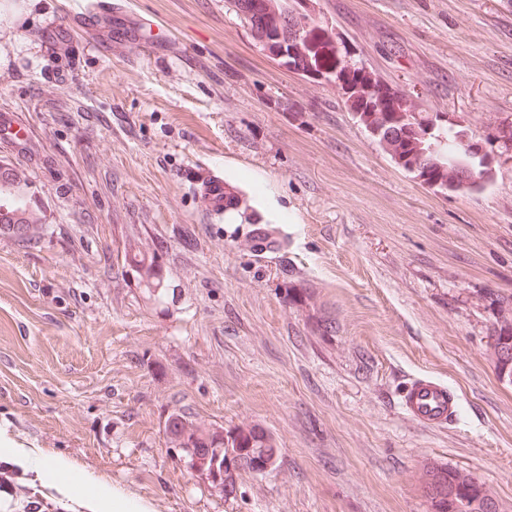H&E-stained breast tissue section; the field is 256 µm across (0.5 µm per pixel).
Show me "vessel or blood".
Wrapping results in <instances>:
<instances>
[{
	"instance_id": "1",
	"label": "vessel or blood",
	"mask_w": 512,
	"mask_h": 512,
	"mask_svg": "<svg viewBox=\"0 0 512 512\" xmlns=\"http://www.w3.org/2000/svg\"><path fill=\"white\" fill-rule=\"evenodd\" d=\"M112 0H73L71 16L80 22H89L111 14ZM197 193L203 199L211 216L220 217L232 191L223 176L215 175L199 183ZM402 413L412 422L429 427H442L451 421L457 411V399L448 387L432 378L419 377L407 384L399 396Z\"/></svg>"
}]
</instances>
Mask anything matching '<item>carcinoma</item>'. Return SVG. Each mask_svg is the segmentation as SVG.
I'll use <instances>...</instances> for the list:
<instances>
[{"label": "carcinoma", "mask_w": 512, "mask_h": 512, "mask_svg": "<svg viewBox=\"0 0 512 512\" xmlns=\"http://www.w3.org/2000/svg\"><path fill=\"white\" fill-rule=\"evenodd\" d=\"M233 4L269 53L297 44L301 67L309 65L336 78L335 86L343 92L348 110L367 132L378 133L379 146L403 170L440 191L459 194L479 192L493 179V170L476 166L460 145L458 130L438 125L437 119L417 111L401 90L381 84L374 74L356 66L333 31L314 23L297 29V0H233ZM433 124L439 141L423 138ZM0 233L28 247L44 238L45 225L40 213L29 210L20 199L0 213ZM124 264L143 281L156 278L154 259L132 244L124 252ZM489 305L497 309L498 318L487 346L494 350L496 362L512 364V300L493 293ZM163 432L169 447L185 453L191 469L202 476L217 469L221 475L218 487L226 497L236 491L237 474H257V461L273 451L281 452L274 436L258 425L226 430L176 409L165 418ZM230 454L242 461L234 470L224 466ZM421 485L430 512H498L487 490L474 486L472 477L457 469L431 465L422 473Z\"/></svg>", "instance_id": "cac0c4a2"}]
</instances>
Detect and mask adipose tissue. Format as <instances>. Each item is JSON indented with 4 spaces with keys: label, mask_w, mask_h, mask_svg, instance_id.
Returning a JSON list of instances; mask_svg holds the SVG:
<instances>
[{
    "label": "adipose tissue",
    "mask_w": 512,
    "mask_h": 512,
    "mask_svg": "<svg viewBox=\"0 0 512 512\" xmlns=\"http://www.w3.org/2000/svg\"><path fill=\"white\" fill-rule=\"evenodd\" d=\"M0 457L22 468L38 466L57 492L69 499L86 501L91 512H155L151 502L119 489L105 481L87 483L76 477L70 462L63 458L34 462L30 452L15 447L10 439L0 435Z\"/></svg>",
    "instance_id": "ef3b65f1"
}]
</instances>
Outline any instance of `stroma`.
Wrapping results in <instances>:
<instances>
[{"label": "stroma", "instance_id": "stroma-1", "mask_svg": "<svg viewBox=\"0 0 512 512\" xmlns=\"http://www.w3.org/2000/svg\"><path fill=\"white\" fill-rule=\"evenodd\" d=\"M64 2L0 0V116L27 132L0 158L47 228L0 236V433L155 512H429V462L512 512V386L486 345L487 296H512V163L477 193L423 185L231 0H125L85 30ZM312 6L418 111L473 141L512 118V0ZM213 172L246 216L211 219L192 182ZM139 242L158 288L123 266ZM421 373L458 394L446 427L400 410ZM176 409L263 427L276 466L224 496L167 445ZM0 512L88 510L1 459Z\"/></svg>", "mask_w": 512, "mask_h": 512}]
</instances>
